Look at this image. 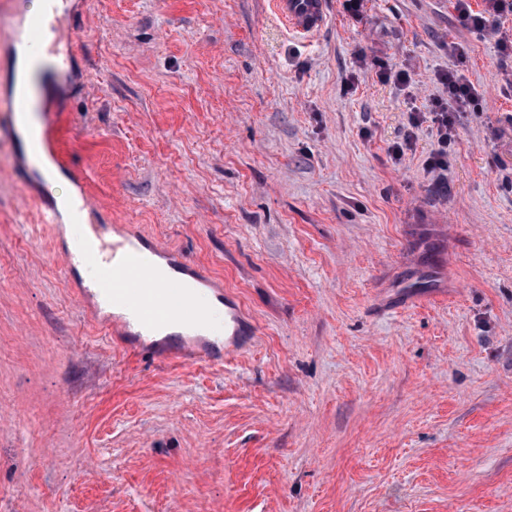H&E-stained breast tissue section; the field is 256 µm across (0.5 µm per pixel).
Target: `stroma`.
Here are the masks:
<instances>
[{"mask_svg":"<svg viewBox=\"0 0 512 512\" xmlns=\"http://www.w3.org/2000/svg\"><path fill=\"white\" fill-rule=\"evenodd\" d=\"M326 2L302 38L273 0H68L44 107L90 223L183 254L256 334L190 365L111 334L0 136V512H512V13ZM448 70L477 97L432 171L409 118Z\"/></svg>","mask_w":512,"mask_h":512,"instance_id":"1","label":"stroma"}]
</instances>
